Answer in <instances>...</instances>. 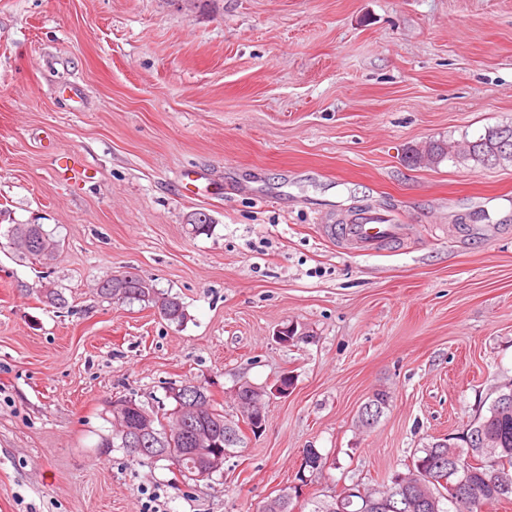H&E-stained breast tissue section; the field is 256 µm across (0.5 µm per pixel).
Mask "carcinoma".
<instances>
[{"mask_svg":"<svg viewBox=\"0 0 512 512\" xmlns=\"http://www.w3.org/2000/svg\"><path fill=\"white\" fill-rule=\"evenodd\" d=\"M466 149L459 152L448 142L433 141L423 149L409 151V161L416 165L428 158L433 163L445 159L473 160L480 165L512 164V125L505 124L489 129L474 141L465 142ZM192 233L208 235L213 228L211 216L205 212H194L188 217ZM11 237L21 253L35 260L48 258L56 248L54 241L40 224H14ZM145 282L136 273L128 272L121 277L106 278L99 283V294L117 302L147 301L161 304L169 311L166 320L179 323L184 319V307L178 297L156 291L144 290ZM202 392L201 416L191 419L199 428L208 430L217 442L210 452H229L244 443L245 435L239 421L229 419L224 411L217 409L210 392L198 386ZM509 392L503 386L497 392L486 413L478 414L466 423L478 442L472 450L488 449L489 457L473 454L468 462L467 445L457 450L452 446L441 447L434 441L418 449L407 465L406 473L393 475L390 483L378 487L362 486L359 483L346 486L341 493H349L351 502L345 512H481L482 506L494 501L512 499V407L503 408L499 396ZM379 397L368 399L374 421H379L390 406L391 396L387 391H378ZM175 407L169 415H158L137 405L139 417L150 426V430L139 436L130 431L114 429L112 437L100 442L102 448L118 446L127 449L134 460H167L186 480H194L198 469L192 465L191 448L194 442L186 434L182 422L185 401L173 398ZM150 448L145 454L138 448Z\"/></svg>","mask_w":512,"mask_h":512,"instance_id":"carcinoma-1","label":"carcinoma"}]
</instances>
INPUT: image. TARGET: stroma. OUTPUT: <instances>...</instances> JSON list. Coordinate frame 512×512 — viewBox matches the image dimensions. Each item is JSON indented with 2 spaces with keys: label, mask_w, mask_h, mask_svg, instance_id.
<instances>
[{
  "label": "stroma",
  "mask_w": 512,
  "mask_h": 512,
  "mask_svg": "<svg viewBox=\"0 0 512 512\" xmlns=\"http://www.w3.org/2000/svg\"><path fill=\"white\" fill-rule=\"evenodd\" d=\"M504 124L512 0H0V512H261L305 449L306 497L381 485L486 411L512 379V165L406 155ZM361 209L403 240L325 234ZM124 272L183 322L99 296ZM286 373L209 480L99 445L117 399L170 410L192 382L235 417ZM9 232L21 253L35 260L47 259L57 246L39 224H14ZM29 240L41 244L37 246L34 242L35 247H32L27 242ZM235 397L239 404L250 402L251 405H255V411L250 410L248 416L256 433L263 432L267 422V414L264 408L265 396L253 394L247 385L241 384L235 391Z\"/></svg>",
  "instance_id": "35a3bbf8"
}]
</instances>
